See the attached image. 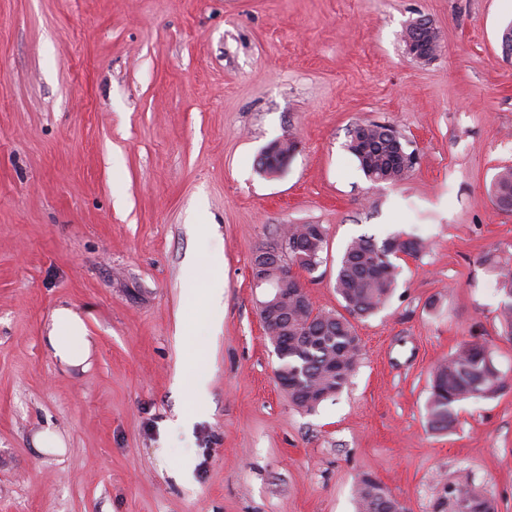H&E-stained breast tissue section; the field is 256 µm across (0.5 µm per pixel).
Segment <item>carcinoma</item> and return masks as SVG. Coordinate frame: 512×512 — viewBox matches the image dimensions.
Segmentation results:
<instances>
[{
    "instance_id": "obj_1",
    "label": "carcinoma",
    "mask_w": 512,
    "mask_h": 512,
    "mask_svg": "<svg viewBox=\"0 0 512 512\" xmlns=\"http://www.w3.org/2000/svg\"><path fill=\"white\" fill-rule=\"evenodd\" d=\"M368 136L361 149L348 143L360 169L372 182L396 184L413 171L397 161V146L407 150L401 135L390 125H366ZM295 146L278 141L268 146L259 160L260 170L277 175L288 165ZM489 196L497 209L512 212V167L505 166L492 179ZM327 233H318L312 224L291 227L288 236V261L313 273L322 263ZM427 247L426 239L393 234L377 241L361 235L346 246L337 268L334 288L345 313L314 309L309 299L298 296L299 285L282 284L288 289V319L272 329L280 349L276 379L288 382V397L297 408L311 413L338 396L354 375L360 353V340L350 318L371 316L386 306L396 288L402 267L401 256L418 257ZM483 262L497 270L499 290L507 301L499 309L502 335L512 339V266L487 252ZM512 392V382L502 376L493 362L486 343L463 341L448 359L430 374L426 417L434 431H448L456 421V407L470 399H496ZM451 512H460L459 501L466 502V512H496L487 490L461 475L445 486ZM356 512H405L404 505L390 495L374 477L364 474L354 494Z\"/></svg>"
}]
</instances>
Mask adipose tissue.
<instances>
[{
    "instance_id": "1",
    "label": "adipose tissue",
    "mask_w": 512,
    "mask_h": 512,
    "mask_svg": "<svg viewBox=\"0 0 512 512\" xmlns=\"http://www.w3.org/2000/svg\"><path fill=\"white\" fill-rule=\"evenodd\" d=\"M46 346L55 362L65 369L87 371L93 355L92 339L82 315L67 306L54 310Z\"/></svg>"
}]
</instances>
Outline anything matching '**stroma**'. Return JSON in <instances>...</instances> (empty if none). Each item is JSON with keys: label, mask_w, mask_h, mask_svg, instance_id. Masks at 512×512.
Here are the masks:
<instances>
[{"label": "stroma", "mask_w": 512, "mask_h": 512, "mask_svg": "<svg viewBox=\"0 0 512 512\" xmlns=\"http://www.w3.org/2000/svg\"><path fill=\"white\" fill-rule=\"evenodd\" d=\"M421 18L439 33L428 63L402 40ZM511 24L512 0H0V512H355L365 473L436 512L462 471L512 512V393L460 403L443 433L425 411L461 341L488 343L512 380L481 262L512 259V213L487 193L512 166ZM371 122L418 156L398 184L347 149ZM288 138L285 172L261 173ZM288 224L327 230L298 274L319 311L341 308L353 238L431 244L354 320L356 374L312 414L275 378L253 286ZM205 288L222 291L215 332ZM60 306L95 340L86 372L44 344ZM190 357L210 381L187 423ZM48 426L64 454L35 451ZM286 140L275 142L263 151L259 160L260 170L263 173L277 175L286 168L295 150L294 144Z\"/></svg>", "instance_id": "35a3bbf8"}]
</instances>
